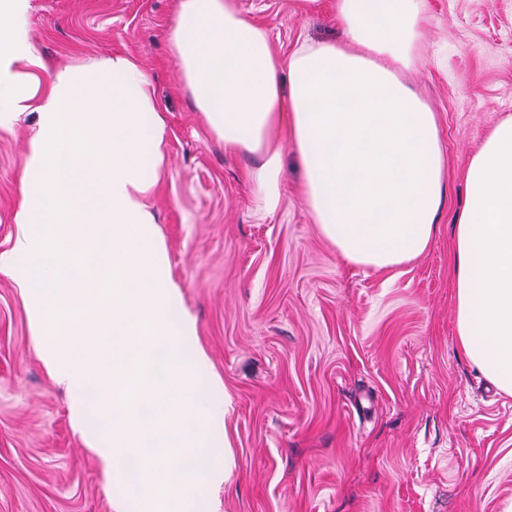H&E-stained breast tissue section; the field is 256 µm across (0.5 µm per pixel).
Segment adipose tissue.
<instances>
[{"label":"adipose tissue","mask_w":512,"mask_h":512,"mask_svg":"<svg viewBox=\"0 0 512 512\" xmlns=\"http://www.w3.org/2000/svg\"><path fill=\"white\" fill-rule=\"evenodd\" d=\"M29 0H0V128L26 112L38 129L23 161L25 201L11 252L44 361L71 415L124 485L115 512H197L224 482L214 431L224 408L201 387L196 334L153 241L148 198L166 171L167 124L137 58L43 68L27 36ZM344 44H304L289 58L236 0H179L173 55L224 148L260 157L249 178L265 214L281 202L283 135L302 166L312 222L348 262L403 265L428 248L445 198L435 116L401 79L418 63V0H336ZM456 334L482 375L512 395V116L494 125L466 172L455 216Z\"/></svg>","instance_id":"ef3b65f1"}]
</instances>
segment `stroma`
Segmentation results:
<instances>
[{
  "mask_svg": "<svg viewBox=\"0 0 512 512\" xmlns=\"http://www.w3.org/2000/svg\"><path fill=\"white\" fill-rule=\"evenodd\" d=\"M280 56L343 43L336 0H238ZM177 0H31L28 37L48 67L138 58L168 129V170L149 206L169 274L197 319L189 352L227 401L232 472L199 512H503L512 502V396L472 366L455 328L454 218L463 175L486 132L512 115V0H422L420 61L406 73L434 112L447 192L428 250L390 271L347 262L301 200L285 143L282 199L257 212L171 52ZM28 113L0 128V254L17 233ZM28 298L0 272V512H113L74 431L67 394L47 373Z\"/></svg>",
  "mask_w": 512,
  "mask_h": 512,
  "instance_id": "35a3bbf8",
  "label": "stroma"
}]
</instances>
